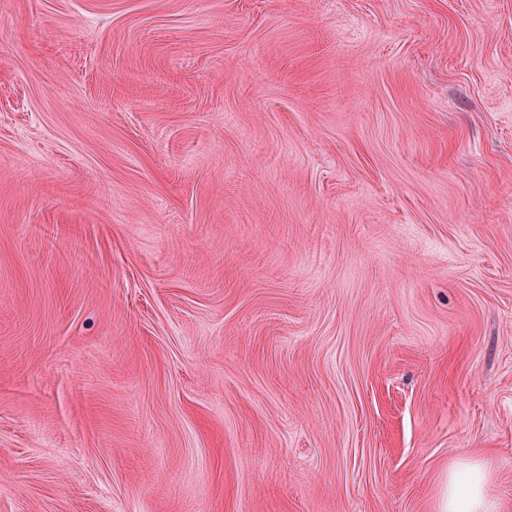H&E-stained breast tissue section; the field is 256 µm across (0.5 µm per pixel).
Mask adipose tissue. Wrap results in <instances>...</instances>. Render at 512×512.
Segmentation results:
<instances>
[{
  "label": "adipose tissue",
  "instance_id": "adipose-tissue-1",
  "mask_svg": "<svg viewBox=\"0 0 512 512\" xmlns=\"http://www.w3.org/2000/svg\"><path fill=\"white\" fill-rule=\"evenodd\" d=\"M486 464H451L448 468V506L445 512H497L498 504L488 492Z\"/></svg>",
  "mask_w": 512,
  "mask_h": 512
}]
</instances>
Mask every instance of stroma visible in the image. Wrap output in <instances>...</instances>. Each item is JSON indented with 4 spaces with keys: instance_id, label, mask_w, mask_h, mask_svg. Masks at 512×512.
Segmentation results:
<instances>
[{
    "instance_id": "1",
    "label": "stroma",
    "mask_w": 512,
    "mask_h": 512,
    "mask_svg": "<svg viewBox=\"0 0 512 512\" xmlns=\"http://www.w3.org/2000/svg\"><path fill=\"white\" fill-rule=\"evenodd\" d=\"M512 512V0H0V512ZM489 469L483 462L448 466V506L445 512H497L488 492Z\"/></svg>"
}]
</instances>
